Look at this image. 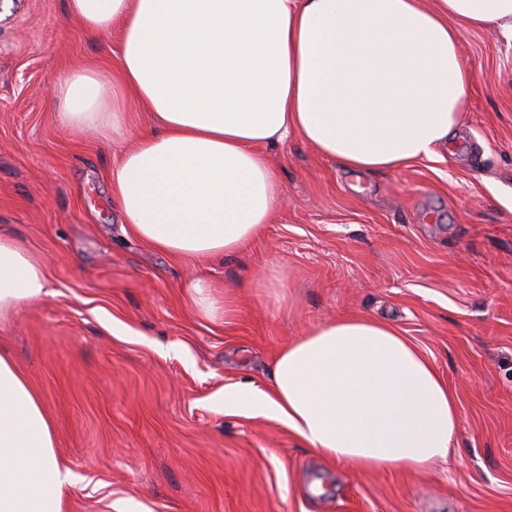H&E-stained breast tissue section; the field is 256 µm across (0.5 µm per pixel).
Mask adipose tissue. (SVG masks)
Instances as JSON below:
<instances>
[{"instance_id":"obj_1","label":"adipose tissue","mask_w":512,"mask_h":512,"mask_svg":"<svg viewBox=\"0 0 512 512\" xmlns=\"http://www.w3.org/2000/svg\"><path fill=\"white\" fill-rule=\"evenodd\" d=\"M90 33L117 32L116 68L55 85L68 128L123 137L125 104L154 127L112 165L127 231L186 262L260 236L282 186L265 145L296 136L356 173L435 160L474 79L462 28L512 37V0H67ZM47 293L40 263L0 234V323ZM224 411L275 419L332 463L423 472L459 428L452 390L389 322H324L279 351L269 391L225 389ZM41 396L0 351V512H62Z\"/></svg>"}]
</instances>
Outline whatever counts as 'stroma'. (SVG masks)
Returning a JSON list of instances; mask_svg holds the SVG:
<instances>
[{
  "label": "stroma",
  "instance_id": "1",
  "mask_svg": "<svg viewBox=\"0 0 512 512\" xmlns=\"http://www.w3.org/2000/svg\"><path fill=\"white\" fill-rule=\"evenodd\" d=\"M117 44L66 0H0V233L48 287L0 325V348L75 475L63 512H512V40L462 31L475 80L441 160L359 176L297 137L264 146L282 184L272 224L195 263L125 233L112 198L107 172L149 115L128 105L114 142L57 119L55 84L79 63L111 69ZM194 278L231 294L229 320L197 310ZM351 315L394 324L453 388L447 460L334 465L277 420L225 414V387L269 389L282 345Z\"/></svg>",
  "mask_w": 512,
  "mask_h": 512
}]
</instances>
